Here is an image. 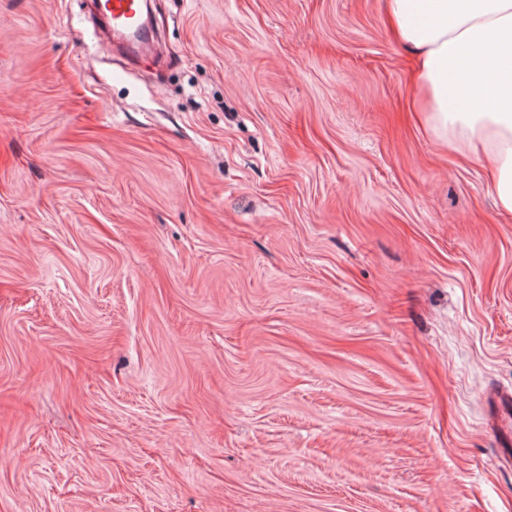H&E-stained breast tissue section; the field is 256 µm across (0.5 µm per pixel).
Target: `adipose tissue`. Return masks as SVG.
I'll use <instances>...</instances> for the list:
<instances>
[{
    "mask_svg": "<svg viewBox=\"0 0 512 512\" xmlns=\"http://www.w3.org/2000/svg\"><path fill=\"white\" fill-rule=\"evenodd\" d=\"M395 38L411 48L417 109L488 168L499 208L512 214V0H385Z\"/></svg>",
    "mask_w": 512,
    "mask_h": 512,
    "instance_id": "adipose-tissue-1",
    "label": "adipose tissue"
}]
</instances>
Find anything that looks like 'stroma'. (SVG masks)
Returning a JSON list of instances; mask_svg holds the SVG:
<instances>
[{
  "label": "stroma",
  "mask_w": 512,
  "mask_h": 512,
  "mask_svg": "<svg viewBox=\"0 0 512 512\" xmlns=\"http://www.w3.org/2000/svg\"><path fill=\"white\" fill-rule=\"evenodd\" d=\"M0 0V512H512V214L383 0ZM143 0H103V12L109 26L99 27V37L111 40L118 32H126L131 46L148 39L150 32L140 23ZM489 407L496 412L501 411V425L498 426L499 440L501 448H508V461L512 462V426L510 421V411L512 409L511 395H494L489 400Z\"/></svg>",
  "instance_id": "obj_1"
}]
</instances>
